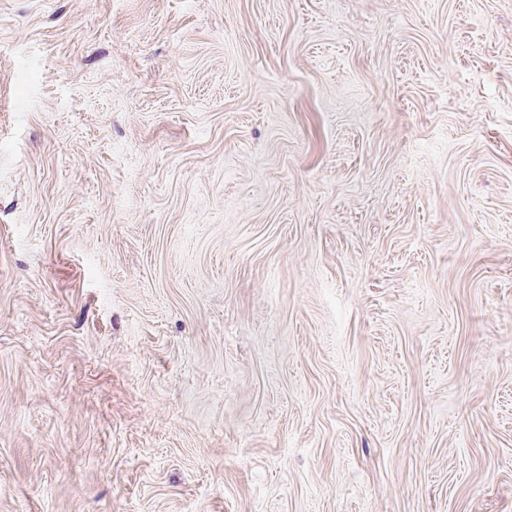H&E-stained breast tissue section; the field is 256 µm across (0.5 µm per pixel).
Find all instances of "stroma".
Here are the masks:
<instances>
[{"label": "stroma", "instance_id": "1", "mask_svg": "<svg viewBox=\"0 0 512 512\" xmlns=\"http://www.w3.org/2000/svg\"><path fill=\"white\" fill-rule=\"evenodd\" d=\"M0 512H512V0H0Z\"/></svg>", "mask_w": 512, "mask_h": 512}]
</instances>
